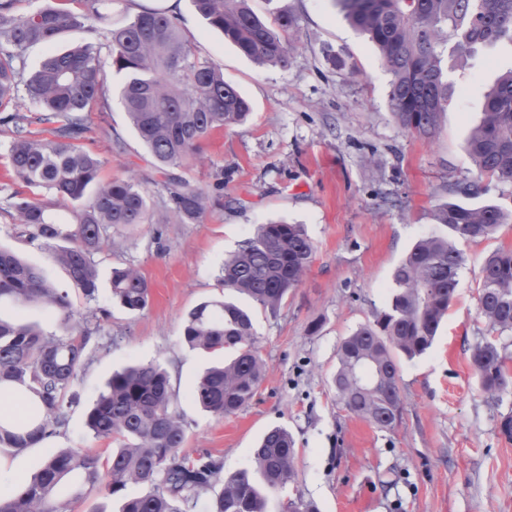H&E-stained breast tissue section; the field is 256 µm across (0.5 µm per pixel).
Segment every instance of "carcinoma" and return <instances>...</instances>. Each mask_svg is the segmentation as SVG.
Wrapping results in <instances>:
<instances>
[{"instance_id": "cac0c4a2", "label": "carcinoma", "mask_w": 512, "mask_h": 512, "mask_svg": "<svg viewBox=\"0 0 512 512\" xmlns=\"http://www.w3.org/2000/svg\"><path fill=\"white\" fill-rule=\"evenodd\" d=\"M20 0H0V107L20 91L35 108L0 110V127L10 135L11 178L21 184L5 199L16 235L39 240L87 299H95L98 270L94 256L112 247V229L135 224H198L209 202L205 189L174 173L185 168L213 131L246 120L249 101L224 81L215 62L195 53L177 18L162 8L144 7L133 18L112 21V0H57L78 4L75 13L58 7L20 13ZM207 24L224 34L259 66L288 64V38L297 17L286 6L257 14L249 0H192ZM344 17L374 44L391 75L389 98L398 127L420 138L433 136L450 105L448 53L464 60L479 45L512 43V0H336ZM107 27L106 42L53 50L57 37L87 22ZM42 45L48 54L34 70L25 52ZM112 61L107 72L102 51ZM121 76L120 102L139 142L154 158L167 196L165 216L154 219L148 190L132 178L100 179L101 160L83 149L90 114L110 110L111 73ZM47 126L49 139L31 126ZM478 178L512 183V69L502 73L486 96L483 117L466 142ZM457 198L438 205L435 223L448 234L419 239L395 267L388 309L357 327L338 348L332 377L342 406L370 424L389 429L401 418L399 359L412 360L431 348L454 298L462 254L454 239L480 241L512 224V211L492 202L474 203L475 182L457 183ZM70 209L74 222L64 229L57 211ZM314 259L304 225L283 221L256 225L239 250L224 259L218 284L276 310L297 287ZM479 315L501 333L512 331V249H499L480 272ZM112 299L135 313L149 303L151 286L128 266L112 270ZM61 312L65 338H47L33 326L0 319V394L22 399L34 413L0 416V447L22 452L65 424L73 399L68 390L105 314L71 309L67 293L12 250L0 247V298ZM183 341L225 360L203 373L192 397L206 412L229 417L246 406L263 381L265 364L251 313L235 303L210 300L188 312ZM471 365L481 392L497 397L512 386L507 346L481 341ZM376 377L360 383L358 369ZM96 439L116 448L103 458L67 448L37 465L25 485L0 495V512H68L56 499L66 478L77 474L82 487L111 493L146 486L123 499L119 512H195L201 494L220 491L208 512H266V500L251 472L222 477V461L208 453H183L187 424L171 392L167 371L139 363L112 373L86 414ZM295 441L288 429L269 430L253 450L262 483L278 488L296 478Z\"/></svg>"}]
</instances>
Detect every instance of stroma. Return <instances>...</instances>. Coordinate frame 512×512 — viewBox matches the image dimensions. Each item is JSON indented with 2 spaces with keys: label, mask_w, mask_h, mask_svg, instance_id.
<instances>
[{
  "label": "stroma",
  "mask_w": 512,
  "mask_h": 512,
  "mask_svg": "<svg viewBox=\"0 0 512 512\" xmlns=\"http://www.w3.org/2000/svg\"><path fill=\"white\" fill-rule=\"evenodd\" d=\"M280 2L297 15L298 33L287 66L261 68L207 27L191 0H179L184 36L252 107L246 123L206 138L186 171L202 187L224 175V203L208 205L201 223L113 230L111 249L95 257L99 289L89 301L51 251L13 234L0 209V245L66 290L74 311L109 314L71 385L76 404L65 425L25 451L0 447V492L19 487L59 449L108 454L109 442L86 427L88 408L113 371L156 360L187 422L189 456L210 451L230 476L251 469L269 428L292 433L298 477L268 491L267 512H287L300 499L319 512H512V441L500 433L512 389L485 397L470 364L477 342L512 345V332L491 329L478 311L481 267L494 250L512 249V224L487 240H457L463 263L454 299L432 348L399 364L403 413L394 427L376 428L342 409L332 385L341 340L385 309L395 266L417 240L444 231L432 219L435 206L456 182L473 178L465 141L489 86L512 69V43L480 47L449 70L452 105L434 136L418 138L396 125L391 76L334 0ZM82 146L101 160L102 178L139 180L162 213L161 177L119 99L93 114ZM270 219L305 225L315 257L279 309L253 306L265 377L249 404L218 419L190 397L213 358L184 344L183 321L203 301L233 300L218 286V269ZM125 266L151 283L144 311L128 312L112 298V270ZM0 319L65 334L61 316L36 305L1 299Z\"/></svg>",
  "instance_id": "1"
}]
</instances>
